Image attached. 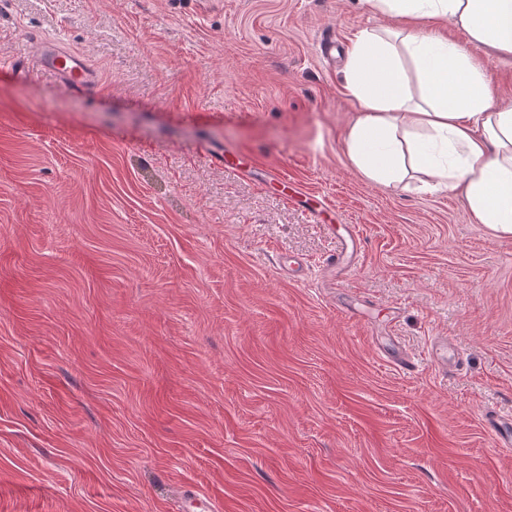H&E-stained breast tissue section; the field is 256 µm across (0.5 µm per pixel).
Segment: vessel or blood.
Instances as JSON below:
<instances>
[{"mask_svg":"<svg viewBox=\"0 0 512 512\" xmlns=\"http://www.w3.org/2000/svg\"><path fill=\"white\" fill-rule=\"evenodd\" d=\"M31 63L33 67L55 75L64 89L75 94L91 90L98 82L95 70L81 54L63 48L55 40H41L40 48L32 56ZM431 356L435 367L442 372L456 368L459 364L454 343L445 337L435 340ZM482 421L498 447H512L511 418L502 417L489 409L484 412Z\"/></svg>","mask_w":512,"mask_h":512,"instance_id":"b4317fda","label":"vessel or blood"}]
</instances>
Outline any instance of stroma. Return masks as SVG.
Masks as SVG:
<instances>
[{
  "label": "stroma",
  "instance_id": "35a3bbf8",
  "mask_svg": "<svg viewBox=\"0 0 512 512\" xmlns=\"http://www.w3.org/2000/svg\"><path fill=\"white\" fill-rule=\"evenodd\" d=\"M381 22L370 0H0V60L57 35L100 77L0 69V512H512L482 425L512 415V237L351 163L343 65ZM445 33L512 102V57ZM236 147L357 227L351 270L211 162ZM457 348L454 343L447 337H440L435 340L432 346V360L435 367L443 373H448V369L452 370L459 364L457 356Z\"/></svg>",
  "mask_w": 512,
  "mask_h": 512
}]
</instances>
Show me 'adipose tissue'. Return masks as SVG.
I'll return each mask as SVG.
<instances>
[{
  "label": "adipose tissue",
  "instance_id": "obj_1",
  "mask_svg": "<svg viewBox=\"0 0 512 512\" xmlns=\"http://www.w3.org/2000/svg\"><path fill=\"white\" fill-rule=\"evenodd\" d=\"M390 26L362 30L347 52L345 95L357 103L346 137L353 165L385 184L418 172L461 190L475 223L512 236V105L477 62L435 32L450 22L472 42L512 54V0H374Z\"/></svg>",
  "mask_w": 512,
  "mask_h": 512
}]
</instances>
